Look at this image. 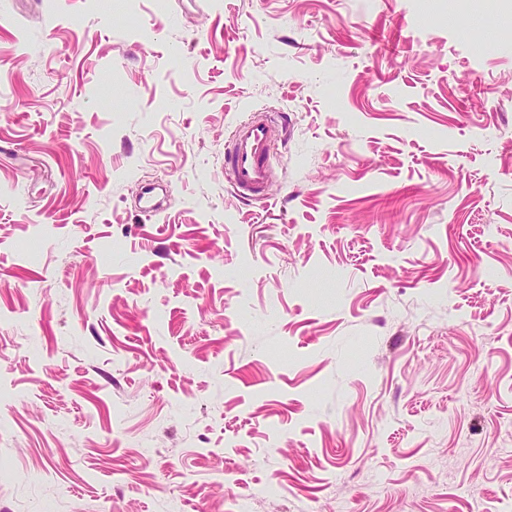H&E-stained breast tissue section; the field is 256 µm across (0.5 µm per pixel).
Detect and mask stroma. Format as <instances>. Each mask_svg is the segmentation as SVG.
<instances>
[{"label": "stroma", "mask_w": 512, "mask_h": 512, "mask_svg": "<svg viewBox=\"0 0 512 512\" xmlns=\"http://www.w3.org/2000/svg\"><path fill=\"white\" fill-rule=\"evenodd\" d=\"M0 148V512L512 506V0H0ZM279 132V126L267 113L252 112L226 140L224 163L230 186L239 196L267 198V191L275 180L271 147Z\"/></svg>", "instance_id": "obj_1"}]
</instances>
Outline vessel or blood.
I'll list each match as a JSON object with an SVG mask.
<instances>
[{
    "label": "vessel or blood",
    "mask_w": 512,
    "mask_h": 512,
    "mask_svg": "<svg viewBox=\"0 0 512 512\" xmlns=\"http://www.w3.org/2000/svg\"><path fill=\"white\" fill-rule=\"evenodd\" d=\"M279 128L267 113H251L226 141L224 163L232 189L245 198L263 199L275 180L270 160Z\"/></svg>",
    "instance_id": "b4317fda"
}]
</instances>
